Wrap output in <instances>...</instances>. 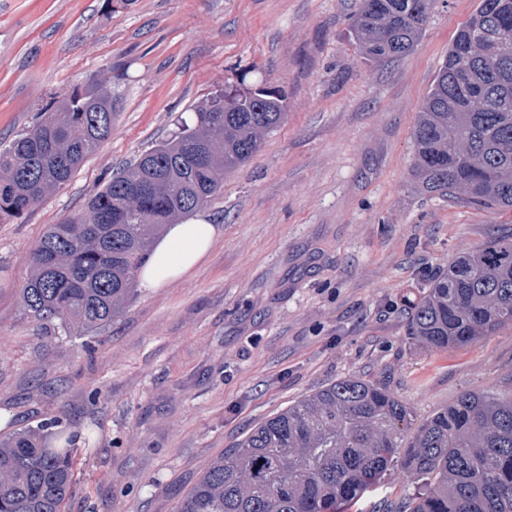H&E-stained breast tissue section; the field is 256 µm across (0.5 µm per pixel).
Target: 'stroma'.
I'll return each instance as SVG.
<instances>
[{
    "instance_id": "1",
    "label": "stroma",
    "mask_w": 512,
    "mask_h": 512,
    "mask_svg": "<svg viewBox=\"0 0 512 512\" xmlns=\"http://www.w3.org/2000/svg\"><path fill=\"white\" fill-rule=\"evenodd\" d=\"M479 0H439L414 50L367 64L359 0H0V150L90 78L112 134L33 211L0 223V440L50 419L83 437L66 512H178L212 459L337 379L388 388L422 421L466 392L512 389V326L428 351L405 311L512 212L406 185L420 105ZM287 115L201 210L221 232L182 280L135 290L74 336L25 315L29 254L212 95L260 81ZM413 487L401 467L348 512Z\"/></svg>"
}]
</instances>
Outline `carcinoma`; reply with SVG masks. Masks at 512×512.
<instances>
[{"label":"carcinoma","instance_id":"1","mask_svg":"<svg viewBox=\"0 0 512 512\" xmlns=\"http://www.w3.org/2000/svg\"><path fill=\"white\" fill-rule=\"evenodd\" d=\"M436 0H360L349 34L381 64L414 50ZM286 111L267 83L226 89L172 140L131 163L51 225L30 252L25 314L78 335L112 323L164 225L224 189ZM112 92L100 81L56 100L0 151V220L34 210L112 134ZM407 185L416 193L512 211V0H479L448 47L413 132ZM512 326V233L492 236L440 269L410 304L406 333L427 350L464 347ZM411 410L388 389L348 376L255 426L213 460L179 512H336L378 486L395 463L413 492L382 512H512V391L466 392L405 437ZM62 422L0 441V512H65L76 438Z\"/></svg>","mask_w":512,"mask_h":512}]
</instances>
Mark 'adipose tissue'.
<instances>
[{
    "mask_svg": "<svg viewBox=\"0 0 512 512\" xmlns=\"http://www.w3.org/2000/svg\"><path fill=\"white\" fill-rule=\"evenodd\" d=\"M218 236V225L202 218L166 225L137 274L139 287L154 291L181 280L209 254Z\"/></svg>",
    "mask_w": 512,
    "mask_h": 512,
    "instance_id": "obj_1",
    "label": "adipose tissue"
}]
</instances>
